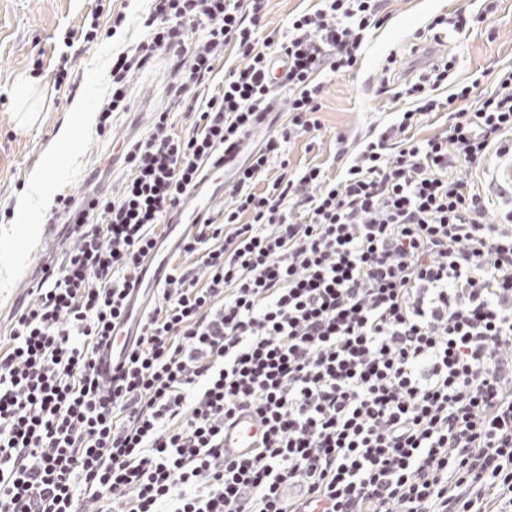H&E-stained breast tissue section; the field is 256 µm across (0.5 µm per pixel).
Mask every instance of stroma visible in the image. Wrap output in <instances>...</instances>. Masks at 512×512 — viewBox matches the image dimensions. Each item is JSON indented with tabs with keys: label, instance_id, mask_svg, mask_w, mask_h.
I'll return each instance as SVG.
<instances>
[{
	"label": "stroma",
	"instance_id": "35a3bbf8",
	"mask_svg": "<svg viewBox=\"0 0 512 512\" xmlns=\"http://www.w3.org/2000/svg\"><path fill=\"white\" fill-rule=\"evenodd\" d=\"M93 6V0H0V209L14 206L27 192L45 148L72 123L74 103L87 95L96 101L104 98L113 53L133 47L143 36L136 18L147 9V0H107L97 39L80 44L71 64L76 93L57 86L56 65L65 40L69 32L81 31ZM460 7L483 20L465 33H448V82L464 84L480 76L484 89L493 88L496 75L512 69V0H387L386 16L370 31L357 64L327 83L322 134L315 143L302 138L289 147L291 167L326 161L334 153L336 132L361 134L407 108L408 99L372 95L369 82L380 77L385 63L397 69L404 66L416 30ZM118 11L126 15L127 23L116 29L112 15ZM167 81L166 62L156 59L135 79L130 111L113 114L109 137L98 136L92 128L78 130L76 145L59 167L56 192L80 198L94 182L109 185L121 180L125 170L112 157L113 143L147 132L151 112L164 102ZM67 234L63 224L55 225L47 238L35 233L23 259L13 261L11 268L0 267V336L8 334L11 319L27 301V289L42 266L61 262Z\"/></svg>",
	"mask_w": 512,
	"mask_h": 512
}]
</instances>
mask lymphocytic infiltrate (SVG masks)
Masks as SVG:
<instances>
[{
	"label": "lymphocytic infiltrate",
	"instance_id": "f902f5d3",
	"mask_svg": "<svg viewBox=\"0 0 512 512\" xmlns=\"http://www.w3.org/2000/svg\"><path fill=\"white\" fill-rule=\"evenodd\" d=\"M268 2L150 0L145 38L113 55L99 134L161 56L166 102L112 191L45 213L72 243L0 339V512H512V209L491 222L450 175L512 153V70L477 99L438 97L445 58L378 79L410 108L292 169L384 0H319L283 35L263 30ZM439 110L446 127L414 138ZM224 156L222 206L180 235L104 379L131 283ZM241 410L264 432L228 460ZM135 335L134 325H127L122 328V332H119L117 336H112V344L109 348L105 349L100 362L101 375L105 379H111L113 367L115 365L119 366L124 362L127 343ZM113 339H115L114 342Z\"/></svg>",
	"mask_w": 512,
	"mask_h": 512
}]
</instances>
